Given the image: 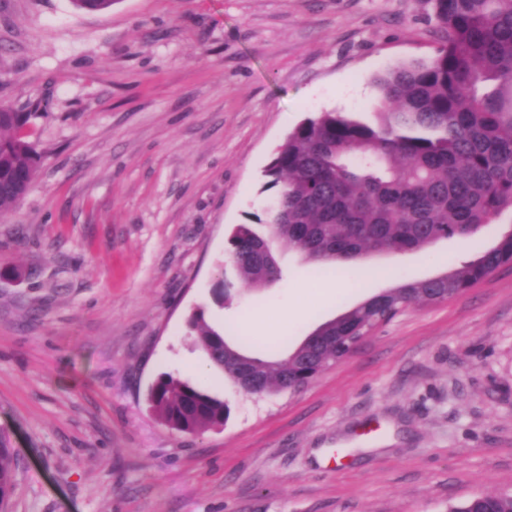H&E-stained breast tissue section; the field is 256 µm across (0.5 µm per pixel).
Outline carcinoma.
<instances>
[{
    "instance_id": "1",
    "label": "carcinoma",
    "mask_w": 512,
    "mask_h": 512,
    "mask_svg": "<svg viewBox=\"0 0 512 512\" xmlns=\"http://www.w3.org/2000/svg\"><path fill=\"white\" fill-rule=\"evenodd\" d=\"M117 0H73L103 13ZM440 47L428 62L400 66L378 79L381 100L366 121L326 111L297 125L263 171L276 190L265 216L234 227L225 249L251 289L278 281L272 243L307 262L352 264L369 254L407 252L442 238L471 241L505 210L512 211V0H433ZM31 114L0 108V215L31 188L39 157L26 131ZM263 225L261 234L255 226ZM512 261V230L445 276L398 285L320 325L321 359L339 356L363 329L404 307L465 292ZM188 335L209 362L237 385L231 361L246 355L211 326L198 308ZM266 393L300 384L308 370L293 351L281 360L252 358ZM159 418L182 432L205 430L230 415L224 400L171 373L149 392ZM17 457L0 436V490L13 484ZM512 512V494L473 496L448 512Z\"/></svg>"
}]
</instances>
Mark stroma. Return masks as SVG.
Instances as JSON below:
<instances>
[{"label": "stroma", "instance_id": "stroma-1", "mask_svg": "<svg viewBox=\"0 0 512 512\" xmlns=\"http://www.w3.org/2000/svg\"><path fill=\"white\" fill-rule=\"evenodd\" d=\"M438 48L431 0H0V103L30 113L41 156L0 216L8 512H448L512 493V265L404 308L296 392L238 390L185 329L204 307L277 360L473 258L442 239L324 276L278 245L279 281L213 299L232 228L274 200L277 145L320 112L371 117L376 78ZM164 372L228 419L162 423Z\"/></svg>", "mask_w": 512, "mask_h": 512}]
</instances>
